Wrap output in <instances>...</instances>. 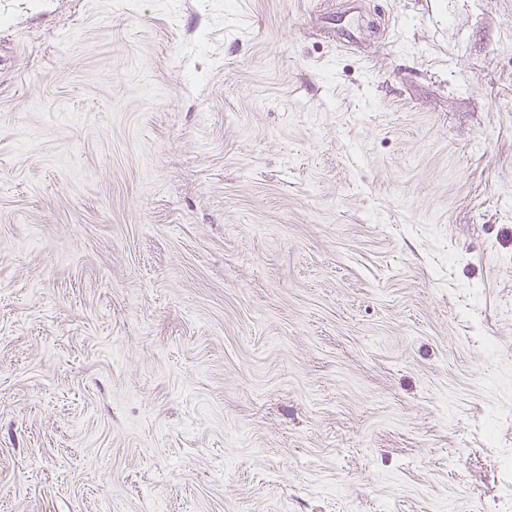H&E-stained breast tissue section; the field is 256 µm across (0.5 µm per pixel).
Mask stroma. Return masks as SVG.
I'll list each match as a JSON object with an SVG mask.
<instances>
[{"instance_id": "35a3bbf8", "label": "stroma", "mask_w": 512, "mask_h": 512, "mask_svg": "<svg viewBox=\"0 0 512 512\" xmlns=\"http://www.w3.org/2000/svg\"><path fill=\"white\" fill-rule=\"evenodd\" d=\"M512 0H0V512H503Z\"/></svg>"}]
</instances>
